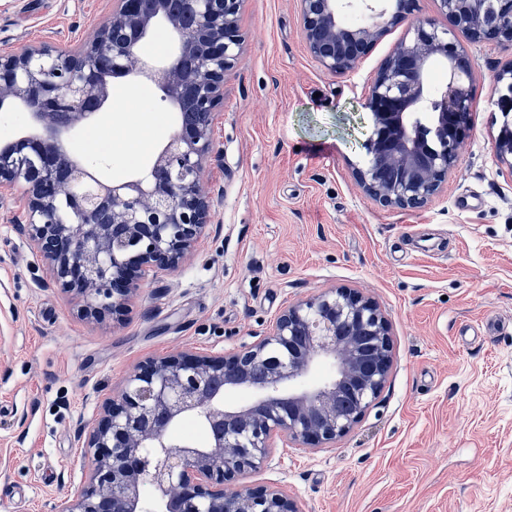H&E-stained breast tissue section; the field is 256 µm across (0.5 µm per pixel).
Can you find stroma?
Wrapping results in <instances>:
<instances>
[{
    "mask_svg": "<svg viewBox=\"0 0 512 512\" xmlns=\"http://www.w3.org/2000/svg\"><path fill=\"white\" fill-rule=\"evenodd\" d=\"M112 0H0V51L91 39ZM435 0L388 21L357 68L324 71L297 0H243L241 52L200 182L214 217L175 271L146 277L122 315L84 318L27 244L18 195L0 201V512H56L82 482L80 423L143 362L220 355L330 288L376 302L393 344L389 379L330 448L280 438L237 485L274 486L303 512H512V168L494 144V79L512 46L458 42L470 64L471 127L425 207L381 206L357 184L381 64ZM95 121L111 153L72 149L104 181L146 178L180 123L159 88L110 82ZM499 326L484 333L486 323Z\"/></svg>",
    "mask_w": 512,
    "mask_h": 512,
    "instance_id": "obj_1",
    "label": "stroma"
}]
</instances>
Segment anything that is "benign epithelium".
Segmentation results:
<instances>
[{
  "instance_id": "benign-epithelium-1",
  "label": "benign epithelium",
  "mask_w": 512,
  "mask_h": 512,
  "mask_svg": "<svg viewBox=\"0 0 512 512\" xmlns=\"http://www.w3.org/2000/svg\"><path fill=\"white\" fill-rule=\"evenodd\" d=\"M452 29L418 22L381 65L364 106L373 130L367 161L356 172L364 192L384 207L416 209L440 191L470 126L463 78L469 65L459 31L474 42L512 43V0H435ZM415 0H298L302 37L327 72H351L385 30V17L412 10ZM112 0L96 35L66 50L40 45L0 52V108L24 106L44 134L0 150V194L22 184L28 244L47 259L56 283L78 296L87 319L100 320L134 299L135 274L173 271L194 250L212 219L199 173L212 151L224 75L240 53V0ZM364 14L348 27L350 10ZM159 23L178 41L172 60L156 66L139 56ZM449 64L448 83L434 88V61ZM134 75L158 85L167 100L194 109L163 146L148 181L105 184L68 148L67 134L101 111L105 74ZM498 107L512 124V81L498 78ZM512 168V136L495 143ZM331 366L322 382L308 376ZM392 367L389 325L379 306L338 288L285 307L261 339L221 356L190 350L151 358L125 388L81 424L85 477L59 512H303L274 487L227 489L258 468L274 440L322 448L347 435L385 386ZM247 390L252 401L224 404ZM196 418L209 429L204 444L181 443L177 424ZM153 489L146 503L143 488Z\"/></svg>"
}]
</instances>
